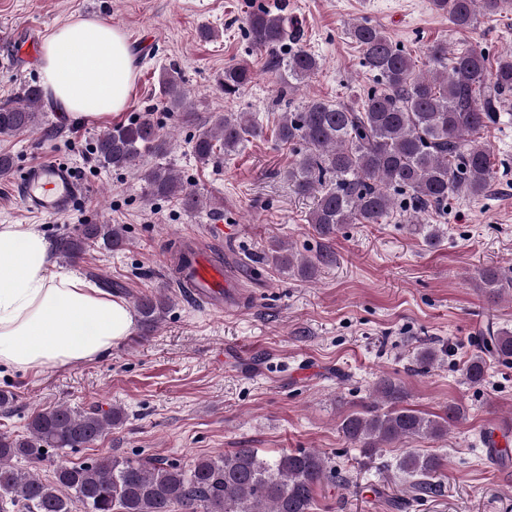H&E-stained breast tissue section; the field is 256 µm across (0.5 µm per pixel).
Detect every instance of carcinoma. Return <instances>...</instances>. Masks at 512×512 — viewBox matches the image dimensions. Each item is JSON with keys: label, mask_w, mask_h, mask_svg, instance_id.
<instances>
[{"label": "carcinoma", "mask_w": 512, "mask_h": 512, "mask_svg": "<svg viewBox=\"0 0 512 512\" xmlns=\"http://www.w3.org/2000/svg\"><path fill=\"white\" fill-rule=\"evenodd\" d=\"M448 23L465 31L482 13L495 16L512 8V0H432ZM244 34L251 50L266 58L267 71H285L298 81L315 74L320 59L300 46L303 30L288 16V6L273 12L262 6L249 12ZM360 48L361 63L374 73L378 87L352 103L313 97L295 110L285 111L275 129V140L297 146V159L284 177L299 197L314 200L308 222L324 240L345 224H380L393 216L397 195L409 201L404 217L424 231L428 246L437 245L439 231L426 217L454 196L477 200L485 196L496 177L489 146L481 135L500 121L512 97V51L500 55L491 67L488 58L466 49L448 55V42L429 47V69L422 72L409 54L392 42L377 25L358 21L348 30ZM249 64L224 67L218 82L224 97L235 98L251 83ZM168 109L184 112L187 91L173 74L160 77ZM43 90L24 89L21 101L0 105V135L37 129L38 104ZM262 134L250 112H229L192 138L196 159L206 164L219 153L236 151L249 136ZM170 138L160 134L149 115L117 124L98 138L99 162L114 169L138 165L146 152L164 155ZM146 197L174 199L187 209L198 206L200 196L187 189L173 169L155 166L142 174ZM126 244L120 224H83L74 236L60 240L57 253L70 260L90 247L119 249ZM263 260L301 278L315 276L322 266L336 263V253L324 246L312 258H297L278 241L270 242ZM479 287L496 300L509 288L495 268L480 274ZM143 334L154 331L169 307L161 294L143 296L135 303ZM512 358V331L497 329L471 357L466 379L481 383L486 357ZM377 392L385 407L374 406L346 416L344 436L369 454L382 444L403 438L439 437L448 423L463 415L451 403L444 415L429 419L399 406L405 398L401 386L389 378ZM124 409L74 410L56 404L33 412L24 437L0 436V512L22 506L28 512H312L316 488L324 481L327 461L316 451L283 453L268 459L255 448H238L216 457H202L186 467L164 458L105 456L92 462L59 460L51 479L37 473L45 461L40 448L58 452L86 448L120 428ZM26 460L32 470L13 465ZM401 469L416 478L411 488L431 493L432 479L443 463L433 455L410 453Z\"/></svg>", "instance_id": "cac0c4a2"}]
</instances>
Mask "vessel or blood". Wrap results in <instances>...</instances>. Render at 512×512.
<instances>
[{"instance_id":"b4317fda","label":"vessel or blood","mask_w":512,"mask_h":512,"mask_svg":"<svg viewBox=\"0 0 512 512\" xmlns=\"http://www.w3.org/2000/svg\"><path fill=\"white\" fill-rule=\"evenodd\" d=\"M82 190L73 166L46 160L25 168L17 193L29 211L56 216L73 210ZM233 234V227L212 225L204 243L186 253L182 269L174 277L176 284L188 287L190 300L211 311L239 309L237 285L212 253L213 247Z\"/></svg>"}]
</instances>
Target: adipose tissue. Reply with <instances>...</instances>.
Instances as JSON below:
<instances>
[{"mask_svg": "<svg viewBox=\"0 0 512 512\" xmlns=\"http://www.w3.org/2000/svg\"><path fill=\"white\" fill-rule=\"evenodd\" d=\"M136 58L126 34L74 18L46 36L40 73L53 101L74 119L89 104L121 111ZM135 324L130 306L85 279L52 272L46 238L0 224V366L17 371L65 367L111 353Z\"/></svg>", "mask_w": 512, "mask_h": 512, "instance_id": "ef3b65f1", "label": "adipose tissue"}]
</instances>
